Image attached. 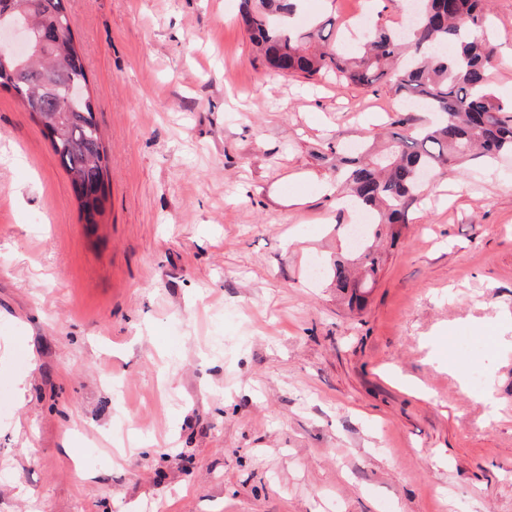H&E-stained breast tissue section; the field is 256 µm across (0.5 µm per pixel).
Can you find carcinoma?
<instances>
[{
	"label": "carcinoma",
	"instance_id": "obj_1",
	"mask_svg": "<svg viewBox=\"0 0 512 512\" xmlns=\"http://www.w3.org/2000/svg\"><path fill=\"white\" fill-rule=\"evenodd\" d=\"M298 0H243L242 21L251 43L270 70L312 79L331 74L350 85L381 82L431 117L411 112L395 121L387 143L364 138L351 150L328 146L315 158L336 173L342 197L373 215L364 240L336 256L331 285L351 309L366 302L382 270L378 242L394 241L410 223V207L427 182L419 172L438 175L464 163L474 150L489 159L512 153V105L491 90L496 59L486 14L487 0H419L412 28L382 23L367 27L349 50L332 36L331 17L312 26L292 23ZM42 20L60 33L53 54L37 56L34 70L14 83L15 63L0 50V90L18 89L33 107L31 116L49 139L71 181L85 224H100L108 200L107 153L91 96L68 98L72 81H87L73 42L65 0H42Z\"/></svg>",
	"mask_w": 512,
	"mask_h": 512
}]
</instances>
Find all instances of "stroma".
<instances>
[{
	"label": "stroma",
	"instance_id": "1",
	"mask_svg": "<svg viewBox=\"0 0 512 512\" xmlns=\"http://www.w3.org/2000/svg\"><path fill=\"white\" fill-rule=\"evenodd\" d=\"M66 5L111 203L81 223L0 91V512H512V155L438 176L349 310L310 274L348 225L315 155L399 96L269 75L241 0Z\"/></svg>",
	"mask_w": 512,
	"mask_h": 512
}]
</instances>
